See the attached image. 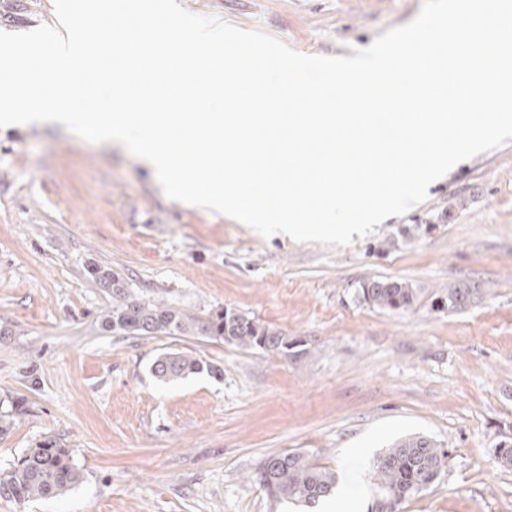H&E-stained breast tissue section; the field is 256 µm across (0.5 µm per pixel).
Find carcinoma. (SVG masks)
Here are the masks:
<instances>
[{"instance_id":"obj_1","label":"carcinoma","mask_w":512,"mask_h":512,"mask_svg":"<svg viewBox=\"0 0 512 512\" xmlns=\"http://www.w3.org/2000/svg\"><path fill=\"white\" fill-rule=\"evenodd\" d=\"M88 273L97 284L112 291V310L102 320L106 329L135 336H202L241 349L257 347L259 337L266 336L268 350L286 354L290 349L288 337L244 315L217 309L202 317L165 302L130 296L126 283L110 270L94 265ZM359 292L371 306L390 311L409 308L417 295L411 283L392 279L366 281ZM203 371L218 378L224 375L220 367L189 352L163 353L151 366L153 376L164 383ZM448 457L447 450L425 435L410 434L395 440L375 455L371 465L379 491L376 505L387 501L402 504L426 490L447 466ZM80 477L70 450L48 440L27 449L18 464L0 477V497L19 503L53 497L73 488ZM260 479L273 497L305 506L336 489L335 473L297 452L265 459Z\"/></svg>"}]
</instances>
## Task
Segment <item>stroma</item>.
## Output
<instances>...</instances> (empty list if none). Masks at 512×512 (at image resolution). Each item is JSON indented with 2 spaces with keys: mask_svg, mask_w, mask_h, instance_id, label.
Wrapping results in <instances>:
<instances>
[{
  "mask_svg": "<svg viewBox=\"0 0 512 512\" xmlns=\"http://www.w3.org/2000/svg\"><path fill=\"white\" fill-rule=\"evenodd\" d=\"M52 0H0V31L55 24ZM305 54L351 56L420 12L423 0H179ZM130 292L205 315L229 308L288 336L298 353L191 336L107 331ZM370 279L410 282L413 305L362 302ZM468 303L448 311L449 289ZM220 366L163 383L162 353ZM0 475L54 439L82 480L0 512H299L259 471L299 452L336 473L341 512H367L369 463L421 433L448 465L400 512H512V143L451 170L405 215L347 246L262 237L168 198L126 149L61 125L0 128Z\"/></svg>",
  "mask_w": 512,
  "mask_h": 512,
  "instance_id": "1",
  "label": "stroma"
}]
</instances>
